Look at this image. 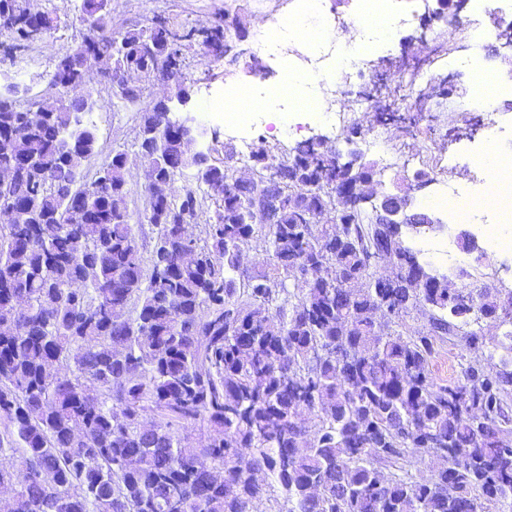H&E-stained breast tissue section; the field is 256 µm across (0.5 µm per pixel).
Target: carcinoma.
<instances>
[{
	"label": "carcinoma",
	"mask_w": 512,
	"mask_h": 512,
	"mask_svg": "<svg viewBox=\"0 0 512 512\" xmlns=\"http://www.w3.org/2000/svg\"><path fill=\"white\" fill-rule=\"evenodd\" d=\"M104 2L84 0L97 25L58 60L54 111L0 94V138L13 147L0 166L20 171L13 203L40 205L39 218L0 226V484L17 491L12 512H254L275 485L288 512H480L512 494V370L475 363L464 383L439 385L428 370L433 335L404 338L376 321L423 303L450 334L474 318L512 324V288L485 294L480 307L455 303L448 274L423 263L395 225L376 223V203L361 196L376 171L363 156L310 140L278 162L261 141L253 183L216 166L197 172L224 184L204 239L192 231L195 193L169 211L156 196L166 214L144 270L128 223L127 155L114 153L105 176L79 186L95 126L84 122L66 154L59 141L89 111L83 75L98 58L112 57L117 75L173 82L177 100L190 96L182 48L201 36L218 50L224 30L178 33L157 20L118 34ZM51 27L21 0L0 4L11 51ZM170 121L160 107L144 113L141 140ZM195 166L173 138L157 177ZM265 181L282 203L264 269L248 273L238 256L264 219L255 194ZM342 194L352 205L338 213ZM330 214L334 223H314ZM377 252L421 287L373 279ZM312 258L323 267L310 273ZM291 277L301 295L270 312ZM197 420L209 435L189 448L179 430ZM421 450L441 460L430 476L383 473Z\"/></svg>",
	"instance_id": "cac0c4a2"
}]
</instances>
